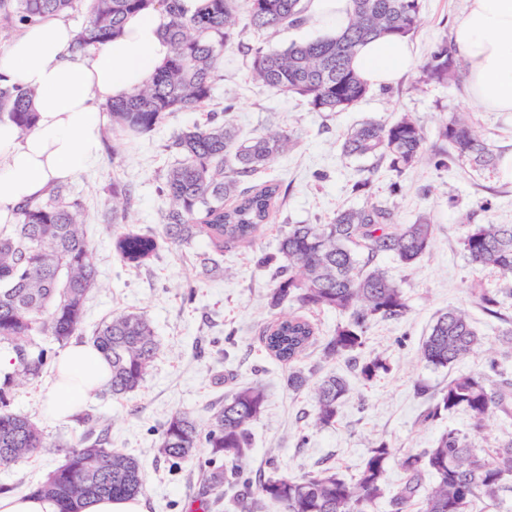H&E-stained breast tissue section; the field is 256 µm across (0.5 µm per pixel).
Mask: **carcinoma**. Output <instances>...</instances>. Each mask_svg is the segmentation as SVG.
<instances>
[{
  "mask_svg": "<svg viewBox=\"0 0 512 512\" xmlns=\"http://www.w3.org/2000/svg\"><path fill=\"white\" fill-rule=\"evenodd\" d=\"M77 0H0V27L17 28L46 16L65 15ZM87 21L75 45L85 49L108 41L125 19L149 7L164 10L169 22L165 36L170 56L151 82L109 105L112 127L127 133L154 130L166 116L181 110L205 113V121L175 135L168 148L181 155L165 177L162 193L168 201L163 236L175 245L188 244L205 234L218 251L252 242L262 225L270 223L276 203L285 192L277 182L252 184L249 179L292 145L286 131L242 138L235 127L208 110L213 85L233 46L251 55L250 79L284 95L305 98L317 112H341L360 101L369 86L352 67L356 48L382 36L407 37L420 22L421 0H349L348 20L334 38H316L283 51L246 46L236 30L239 0H197L194 11L183 0H85ZM249 26L273 32L302 18V0H245ZM455 51L443 42L424 67L426 81L443 83L458 68ZM34 92L21 86L0 89V112L27 132L36 121L31 107ZM440 144L432 161L475 170L498 166L499 157L473 122L456 114L439 131ZM426 137L416 119L403 115L391 124L365 121L347 134L343 153L357 159L386 160L399 174L425 155ZM82 202L66 199L52 188L45 199L19 207L18 223L0 230V349L13 354V371L0 377V466H11L48 448L64 453L65 461L49 471L32 493L53 499L58 512H79L85 501L110 496L130 498L143 491L141 463L135 456L110 446L107 437L87 435L73 445L53 444L27 416L10 409V396L22 379L36 380L51 359L41 339L50 336L65 344L83 324L89 293L97 287V268L85 235ZM435 227L430 218L399 224L393 210L373 201L336 212L328 224H292L279 239V262L268 295L277 307L287 299L309 310H334L345 315L323 344V356L352 364L359 378L373 381L389 370L385 359L362 357L365 333L376 319L399 320L409 305L399 284L376 265L385 254L412 264L429 253ZM462 246L470 262L499 275L495 288L475 292L477 305L503 322L499 343L485 368L460 374L443 387L418 393L427 397L421 421L436 420L458 409L473 418L482 431L492 419H512V373L503 361L512 358V319L501 313L512 299V224H469ZM158 249L156 237L129 231L115 240L121 260L139 264ZM268 353L295 363L315 343V330L304 317H281L263 327ZM112 366L109 392L122 397L140 387L158 348L155 331L140 314H120L103 323L92 338ZM483 345L469 314L450 308L437 315L421 345L431 366L446 368ZM313 373L294 368L288 388L314 386V426L336 422L349 393L341 376L316 382ZM263 386L243 388L224 400L213 422L202 432L186 412L163 424L159 455L177 467L197 458L206 444L210 459L201 473L202 494L209 506L223 502L241 512H264L274 504L282 512H371L384 492L391 451L381 442L367 450L355 479L347 481L330 467L311 476H264L247 464L251 447L249 426L263 412ZM490 460L470 437L455 429L441 434L432 447L407 453L401 460L406 481L390 499L391 512H410L421 499V512H469L477 501L496 500L512 491V439L498 444ZM222 459L224 463L216 464ZM432 483L425 484L426 477Z\"/></svg>",
  "mask_w": 512,
  "mask_h": 512,
  "instance_id": "cac0c4a2",
  "label": "carcinoma"
}]
</instances>
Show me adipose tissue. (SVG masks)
<instances>
[{"mask_svg":"<svg viewBox=\"0 0 512 512\" xmlns=\"http://www.w3.org/2000/svg\"><path fill=\"white\" fill-rule=\"evenodd\" d=\"M167 23L163 11L142 10L128 16L110 41L79 50L71 24L48 16L0 48V88L34 90L36 114L27 132L0 119V224L16 223L19 206L99 164L101 107L149 82L164 64L170 55ZM453 44L467 65L470 99L488 112H512V0H468ZM414 65L412 47L401 37L369 41L354 57L360 77L374 86L396 82ZM110 376L107 358L92 344L69 346L46 393L47 415L70 418Z\"/></svg>","mask_w":512,"mask_h":512,"instance_id":"1","label":"adipose tissue"}]
</instances>
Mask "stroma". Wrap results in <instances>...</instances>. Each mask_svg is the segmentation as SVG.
Wrapping results in <instances>:
<instances>
[{
    "instance_id": "1",
    "label": "stroma",
    "mask_w": 512,
    "mask_h": 512,
    "mask_svg": "<svg viewBox=\"0 0 512 512\" xmlns=\"http://www.w3.org/2000/svg\"><path fill=\"white\" fill-rule=\"evenodd\" d=\"M465 7L466 0H422L420 24L409 37L416 58L413 70L395 85L370 89L356 106L337 113L313 111L302 97L277 93L247 78L250 58L245 45L281 50L318 38V31L304 20L273 33H258L249 27L246 11H239L237 28L244 46L225 52L214 84L213 108L226 112L241 137L283 129L292 133L295 144L256 175L257 180L282 184L285 205L252 243L231 250L217 252L203 236L184 246L161 240L157 253L139 266L122 262L113 245L116 233L130 229L159 236L167 208L160 187L177 161L166 145L174 133L202 121L203 115L175 112L155 130L135 137L105 126L101 163L62 185L65 197L80 199L86 209V235L99 281L86 303L77 339L89 341L97 326L116 314L141 313L154 327L158 353L134 392L116 398L102 391L91 397L82 411L93 417V424L82 423L80 416L66 422L44 416L45 395L54 379L50 370L38 380L18 382L11 409L28 416L55 442L74 443L89 431H107L112 447L139 457L144 465L146 512H197L202 500L197 470L186 464L170 471L168 461L155 453L167 418L186 411L201 428H208L225 396L257 383L265 389L266 404L251 425V469L298 478L328 464L351 480L367 449L386 443L393 454L386 468L385 495L377 500L374 512H390L389 498L406 480L400 465L403 454L431 447L447 429L474 434L487 453L499 441L512 438V424L498 420L474 433L473 421L462 409L421 422L426 403L417 391L418 386L436 389L450 377L482 369L486 351L498 345L501 323L481 311L471 293L478 282L495 287L498 276L468 260L459 217L468 213L476 224H512V178L458 163L438 169L427 159L399 176L387 163L355 160L341 151L347 133L364 120L391 122L411 115L431 146L453 114L465 113L498 154L512 156L511 112L482 110L467 95L466 77L445 85L425 82L423 77L431 51L451 41L453 25ZM365 178L371 185L364 193L355 184ZM116 188L132 191L119 219L112 216ZM368 197L392 207L398 223L411 224L426 215L435 226L430 253L414 264H403L391 255L379 260L401 286L409 311L403 319L377 320L369 326L363 356H379L390 365L370 383L344 361L323 356L322 346L341 323V315L308 310L289 300L269 308L273 279L270 268L259 263L260 257L276 253L289 225L328 223L338 210L360 206ZM451 306L469 311L484 350L436 368L421 359L420 345L437 313ZM281 315L303 316L315 328V344L303 354L300 367L317 379L342 376L349 385L332 426L313 427L312 390H290L287 363L264 348L263 326ZM62 461L59 453L38 454L14 466H0V485L10 486L16 495L28 494Z\"/></svg>"
}]
</instances>
